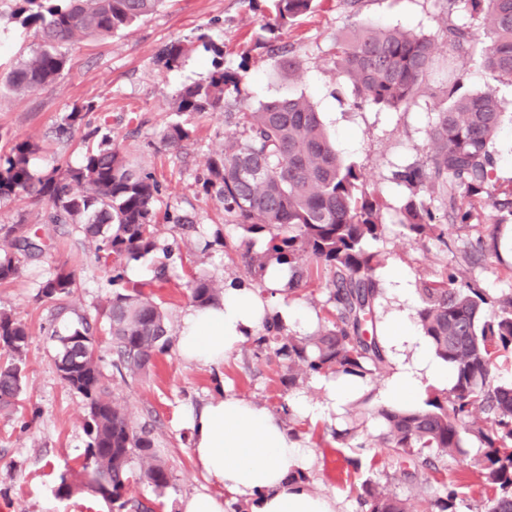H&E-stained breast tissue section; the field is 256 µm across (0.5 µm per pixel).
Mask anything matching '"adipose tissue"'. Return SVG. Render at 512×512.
Wrapping results in <instances>:
<instances>
[{
    "label": "adipose tissue",
    "instance_id": "adipose-tissue-1",
    "mask_svg": "<svg viewBox=\"0 0 512 512\" xmlns=\"http://www.w3.org/2000/svg\"><path fill=\"white\" fill-rule=\"evenodd\" d=\"M273 312L292 329L311 321L296 308L271 310L259 289L226 288L219 305L204 309L193 306L183 314L177 330V352L188 362L221 364L228 353L254 339L266 315ZM382 338L396 350L409 351L411 358L382 385L381 403H416L428 386L451 385L450 367L435 356L407 312H399ZM321 385V400L295 396L293 412L315 418L343 413L365 387L360 378L345 375L322 378ZM190 425L194 461L212 489L181 500V512H226L224 497L228 494L252 502L254 512H336L335 500L298 481L297 474L308 467L312 452L303 448L266 407L227 393L191 413Z\"/></svg>",
    "mask_w": 512,
    "mask_h": 512
}]
</instances>
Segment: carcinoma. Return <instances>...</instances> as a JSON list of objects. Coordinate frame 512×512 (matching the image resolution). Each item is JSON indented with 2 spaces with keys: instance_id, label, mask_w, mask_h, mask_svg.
<instances>
[{
  "instance_id": "carcinoma-1",
  "label": "carcinoma",
  "mask_w": 512,
  "mask_h": 512,
  "mask_svg": "<svg viewBox=\"0 0 512 512\" xmlns=\"http://www.w3.org/2000/svg\"><path fill=\"white\" fill-rule=\"evenodd\" d=\"M22 24L34 29L38 47L16 65L0 88L31 92L59 77L69 62L67 49L79 37H106L125 31L154 13L162 0H16ZM480 21L490 44L475 55L478 32L469 26L448 27V40L458 52V65L477 60L490 78L512 85V0H449ZM274 18L265 24L272 37L259 47L275 51V33L310 12L314 0H272ZM187 47L168 44L158 57L166 69L178 67ZM434 57L424 35L400 28H358L336 37V75L352 85L362 102L397 109L412 103ZM224 111L228 130L224 149L208 161L202 187L222 204L225 220L247 233L266 232L268 247L243 255L254 284L262 282L272 263L291 272L288 291L297 295L314 279L329 289L324 324L312 336L288 333L276 320H265L253 341L254 350H271L288 368V384L304 376L348 375L365 379L389 366L381 337L368 334L373 322L379 282L375 271L385 257L371 249L383 233V203L365 190L366 175L345 162L331 142L320 113L300 95L273 99L252 108L242 95L241 76L215 64L208 80L183 89L175 115L160 134L177 148L192 130L179 120L184 114ZM429 132L426 161L395 172L407 192L399 224L425 239L434 234L432 200L439 198L450 224H470L474 203L484 202L495 223H512V186L495 180L491 145L503 116L494 93H462L448 86L446 102L436 107ZM84 119L69 113L57 127L69 139ZM36 144L16 137L0 155V200L36 193L51 206L48 221L73 224L94 246L95 261L112 292L103 311L117 361L132 375L153 366L170 346V327L163 307L145 288L152 284L126 279L127 268L165 249L157 222L160 183L144 168L112 147L106 136L87 148L81 163L54 168L37 177L31 165ZM46 252L42 237L27 224H0V284L15 279L21 258ZM77 282L72 270L55 266L39 286L38 298L63 304ZM417 321L439 359L453 371L447 390L431 393L417 407L380 408L382 447L388 449L393 475L416 486L443 483L442 466L476 438L485 448L478 461L483 483L492 489L485 512H512V381L495 374L499 354L512 350V293L492 304L455 269L420 282ZM222 291L205 275L190 286L197 307L217 304ZM98 320L79 316L64 331H52L57 342L55 365L63 382L79 394L87 409V436L81 467L91 491L112 506V512H150L126 498L131 478L157 489L171 481L166 463L154 451L152 429L135 428L102 383L97 347ZM26 325L0 310V408L15 403L24 389ZM141 469L134 474L133 459ZM461 491L447 487L430 496L424 512H457ZM362 512H411L409 499L377 482L361 485Z\"/></svg>"
}]
</instances>
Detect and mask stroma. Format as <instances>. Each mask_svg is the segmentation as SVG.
Instances as JSON below:
<instances>
[{
	"label": "stroma",
	"instance_id": "stroma-1",
	"mask_svg": "<svg viewBox=\"0 0 512 512\" xmlns=\"http://www.w3.org/2000/svg\"><path fill=\"white\" fill-rule=\"evenodd\" d=\"M15 8L14 0H0L2 74L36 48L32 29L22 26ZM269 18L268 0H164L157 12L128 31L79 40L70 48V65L58 79L29 93L0 97V152L7 151L17 137L38 142L40 149L31 164L39 175L59 165L79 164L89 145L86 134L96 128L151 172L162 187L158 214L186 218L194 228L186 232L174 220L161 223V238L173 246L175 257L148 256L129 266L126 276L153 283L154 298L167 311L171 327H178L191 305L193 277L207 275L220 287L230 280L248 282L242 254L262 251L269 241L268 234H249L225 223L220 204L201 188L209 154L224 145L223 113L187 115L195 133L181 148L159 142L178 93L205 82L213 69V53L197 39L204 32L223 47L225 67L242 69L241 87L251 105L305 95L316 105L343 160L368 174L366 191L384 203L385 230L374 247L388 261L377 269L378 279L397 270L415 287L463 265L467 278L489 297L512 293V223L494 224L490 209L476 208L472 224L454 226L445 222L443 206L434 205L446 233L442 242L409 238L399 223L407 192L394 174L427 155L433 106L442 100L449 81H458L466 93L494 90L501 101L508 117L493 145L496 180L504 187L512 185V85L492 82L476 65L456 69V53L448 42L449 26L473 27L476 19L450 7L448 0H360L353 10L344 7L343 0H316L311 12L280 33L300 62L290 74L282 69L280 57L255 46L257 40L267 38L263 25ZM353 27L405 28L433 41L435 62L414 103L397 109L359 103L350 84L337 80L336 36ZM173 41L189 43L191 50L180 67L168 70L157 56ZM88 104L93 110L73 137L56 139L54 130L63 118ZM46 211V203L32 195L0 201V224L31 225L49 244L46 257L25 260L13 282L0 284V309L11 311L29 332L25 389L16 408L0 410V512H109L106 502L89 491L77 489L68 496L57 492L61 474L79 472L87 438L82 400L60 379L54 363L57 343L51 331L63 328L66 321L55 317L37 292L53 263L67 265L76 275L77 286L68 299L73 313L96 315L112 291L78 230L70 224L45 223ZM492 234L497 237L496 250L478 263L465 264L464 244ZM163 261L169 265V278L159 283L155 272ZM97 353L107 391L134 426L153 425L155 452L170 470V485L163 490L138 480L130 483L129 497L147 503L153 512H180L181 499L206 484L191 454L192 411L228 390L272 410L298 392L320 395L311 377L287 387L288 371L282 360L271 352L254 355L248 345L228 354L218 366L186 362L171 348L148 372L136 376L119 374L113 367L109 339H101ZM382 384L379 377L368 382V416H345L333 423L298 415L283 418L288 429L298 432L301 446L313 452L306 471L310 487L335 499L337 512H359L357 494L368 479L410 499L417 512L424 507L426 486L412 487L386 475V450L379 441L382 429L371 415L380 406ZM354 423L359 426L357 446L341 448L333 439L318 438L320 432ZM482 454L481 444L467 439L443 473L445 483L462 489L460 512H481L488 496L477 467Z\"/></svg>",
	"mask_w": 512,
	"mask_h": 512
}]
</instances>
